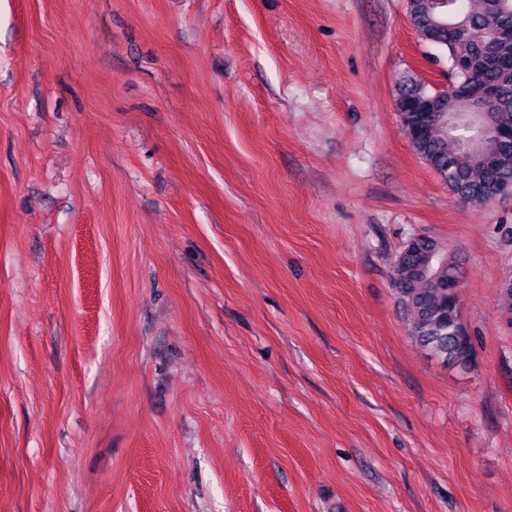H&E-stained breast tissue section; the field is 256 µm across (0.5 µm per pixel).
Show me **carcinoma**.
Wrapping results in <instances>:
<instances>
[{"label":"carcinoma","instance_id":"cac0c4a2","mask_svg":"<svg viewBox=\"0 0 512 512\" xmlns=\"http://www.w3.org/2000/svg\"><path fill=\"white\" fill-rule=\"evenodd\" d=\"M417 37L446 57L448 79L492 83L499 95L489 106L458 98L414 74L399 83L395 108L417 155L462 204L480 207L512 198V40L494 29L512 23V0H407ZM481 149L486 158L476 161ZM458 265L433 240L408 244L397 256L394 285L413 335L434 355L462 368L475 356L473 336L448 280Z\"/></svg>","mask_w":512,"mask_h":512}]
</instances>
